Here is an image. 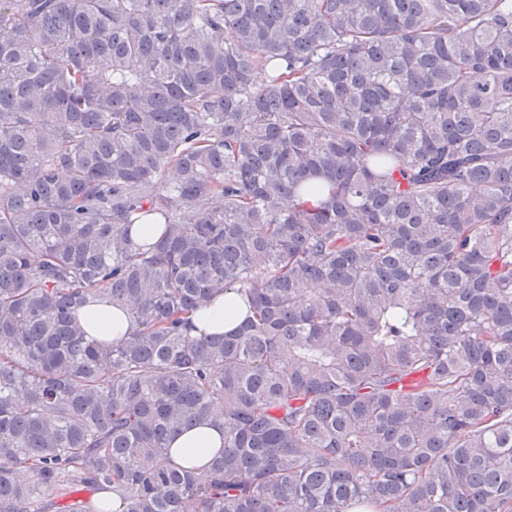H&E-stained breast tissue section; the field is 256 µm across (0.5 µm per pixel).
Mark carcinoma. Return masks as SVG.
Listing matches in <instances>:
<instances>
[{
    "mask_svg": "<svg viewBox=\"0 0 512 512\" xmlns=\"http://www.w3.org/2000/svg\"><path fill=\"white\" fill-rule=\"evenodd\" d=\"M84 489L512 512V0H0V512ZM228 308V312L226 309ZM242 310L235 301V295L228 291L225 295H220L210 306L191 317L193 329L192 336H198L201 333H220L232 331L240 323L239 318ZM76 314L91 339H118L131 330L127 313L106 299L80 307ZM222 443L221 435L218 431L205 427L194 432L186 433L172 443L173 458L180 464H183L179 452L183 448H193V456L188 460V464L199 466L206 462L210 454Z\"/></svg>",
    "mask_w": 512,
    "mask_h": 512,
    "instance_id": "1",
    "label": "carcinoma"
}]
</instances>
